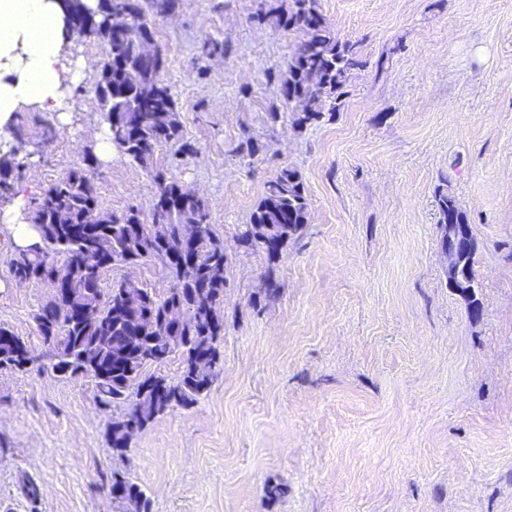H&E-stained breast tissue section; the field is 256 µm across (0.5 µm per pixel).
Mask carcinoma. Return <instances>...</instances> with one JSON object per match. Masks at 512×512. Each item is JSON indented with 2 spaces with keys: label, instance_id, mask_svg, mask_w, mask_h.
Instances as JSON below:
<instances>
[{
  "label": "carcinoma",
  "instance_id": "obj_1",
  "mask_svg": "<svg viewBox=\"0 0 512 512\" xmlns=\"http://www.w3.org/2000/svg\"><path fill=\"white\" fill-rule=\"evenodd\" d=\"M180 8V0H99L95 12L85 10L81 0L67 4L69 23L80 22L86 36L100 37L112 25L113 11L127 10L129 26L112 35L109 54L112 78L107 86L96 85L100 112L108 123L112 145L144 169L153 163L155 148L168 142L183 141V125L177 120V103L172 86L163 78L166 59L160 62L141 60L139 43L155 40L156 21ZM251 19L270 24L299 38L288 60L271 75L286 108L292 112L293 124L303 130L336 111L342 88L351 71L361 66L352 46L341 43L324 17L320 0H254ZM230 46L222 39L209 38L202 46L201 57L227 55ZM266 145L250 132H243L236 154L250 162L264 152ZM96 157L88 153L86 167L74 169L53 183L35 203L32 222L40 240L21 250L11 260L14 276L31 282L55 283L68 280L76 293L91 291L103 298V314L98 322L79 320L73 303L64 294H52L35 316L39 334L44 339L62 336L64 346L54 350L42 363L43 368L58 374L90 375L96 380L100 402L114 408L133 398L142 385H162L164 398L174 400L159 414L174 407L186 408L208 392L219 374L221 354L218 342L224 333V288L226 284L224 245L213 234L209 223V202L192 189L175 182L158 179V194L168 204L164 212L166 238L149 241L139 213L130 210L121 215L100 211L92 179ZM442 223H467L455 198H439ZM309 220L308 202L300 172L283 167L266 182L265 195L251 213L240 241L258 246V238L274 233L281 244L265 248L276 256L288 240L300 235ZM183 224L200 227L195 247H180ZM63 258L62 265L56 258ZM146 258L159 260L173 279L162 298L144 288L138 289L140 310L161 312L169 305H181L192 311L191 320L177 332L189 340L180 344L158 337L149 346L151 363H164L171 354L182 356V371L175 380L155 376L142 363L119 366L113 353L136 349V333L129 328L128 309L123 307L121 292L125 282L115 281L103 289V276L114 266L128 261L140 263ZM84 343L99 346L100 367L88 368L77 360L74 349ZM16 346L29 347L5 327H0V351ZM211 351V365L199 369L193 365L195 352ZM114 512H127L125 501L134 498L136 512H152V500L146 490L124 474L112 475Z\"/></svg>",
  "mask_w": 512,
  "mask_h": 512
}]
</instances>
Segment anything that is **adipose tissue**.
I'll use <instances>...</instances> for the list:
<instances>
[{
	"mask_svg": "<svg viewBox=\"0 0 512 512\" xmlns=\"http://www.w3.org/2000/svg\"><path fill=\"white\" fill-rule=\"evenodd\" d=\"M69 44L60 0H0V134L29 107L75 109L64 90L82 80L85 64Z\"/></svg>",
	"mask_w": 512,
	"mask_h": 512,
	"instance_id": "adipose-tissue-1",
	"label": "adipose tissue"
}]
</instances>
